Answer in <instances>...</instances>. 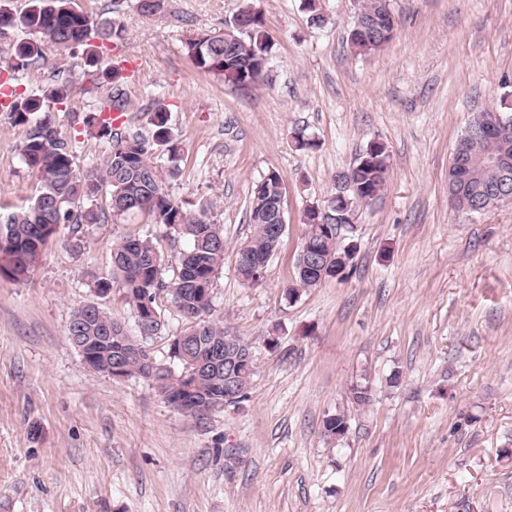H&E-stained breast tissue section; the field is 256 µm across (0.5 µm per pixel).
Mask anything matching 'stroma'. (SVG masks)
Here are the masks:
<instances>
[{"label":"stroma","mask_w":512,"mask_h":512,"mask_svg":"<svg viewBox=\"0 0 512 512\" xmlns=\"http://www.w3.org/2000/svg\"><path fill=\"white\" fill-rule=\"evenodd\" d=\"M119 11L134 104L124 130L151 137L154 97L182 144L178 199L213 201L224 265L211 316L251 346L245 399L201 418L175 410L152 382L91 371L68 338L74 311L100 300L135 331L120 282L102 299L117 241L146 216L83 227L81 250L60 226L27 281L0 273V512H512V204L454 212L448 161L475 112L512 93V0H390L398 25L379 52L353 54L359 0H253L273 43L267 81L246 88L197 68L187 40L223 27L242 0H78ZM76 83L54 117L86 169L108 150L84 123L105 104L83 52L48 53L18 73L32 94L57 76ZM25 131L0 111V214L27 204L37 176L20 157ZM315 140L297 148L296 137ZM389 151L387 184L360 207L344 277L286 287L306 209L372 140ZM279 171L287 226L254 285L236 251L258 181ZM398 386H390L392 374ZM371 389L368 405L352 386ZM345 411L349 430L323 434Z\"/></svg>","instance_id":"1"}]
</instances>
